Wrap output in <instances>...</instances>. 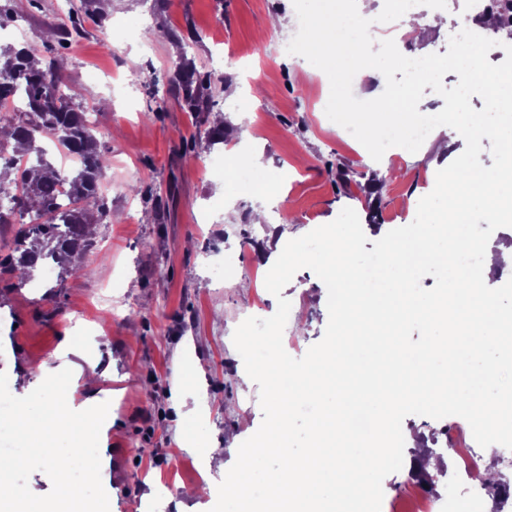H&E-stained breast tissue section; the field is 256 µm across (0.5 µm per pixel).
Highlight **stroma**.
I'll list each match as a JSON object with an SVG mask.
<instances>
[{
    "label": "stroma",
    "instance_id": "stroma-1",
    "mask_svg": "<svg viewBox=\"0 0 512 512\" xmlns=\"http://www.w3.org/2000/svg\"><path fill=\"white\" fill-rule=\"evenodd\" d=\"M4 3L25 19L19 43L43 56L63 49L64 80L97 113L95 135L111 166L100 188L109 215L86 271L68 275L60 289L48 281L38 288L0 284V373L23 397L42 382L43 371L76 362L95 368V391L76 376L67 396L76 411L110 404L99 438L110 512H179L169 494L181 487L203 488L187 505L209 512L224 474L205 469L200 450L221 449L225 467L232 466L247 438L240 420L257 428L263 419L260 389L233 343L236 328L246 318L272 316L278 298H287L291 322L283 341L300 358L322 340L328 322L326 290L312 270H298L281 297L268 292L265 277L279 256L266 246L270 235L303 236L349 207L367 239L377 241L414 220L437 172L465 143L440 126L417 153L401 151L391 164L374 161L322 111L327 75L282 50L281 41L298 29L292 0H168L161 13L153 0H110L104 24L84 0H70L63 16L56 0ZM442 15V25L426 26L403 55L446 53L470 18L456 0H447ZM74 23L84 33L70 42L65 33ZM182 55L199 70L230 78L218 105L230 130L223 142L191 152L183 143L204 139L203 115L172 97H151ZM139 71L153 80L134 99L107 90V82ZM152 103L160 110L150 118ZM244 154L262 158L247 184L234 175ZM336 160L354 172L349 190L338 189L328 171ZM380 171L388 177L370 193ZM273 182L278 195L258 192ZM133 184L142 194L129 203L124 196ZM157 203L167 213L161 221ZM258 204L267 207L268 223H253ZM69 332L81 358L60 349ZM402 427L413 439L404 445L402 469L387 477L392 487L410 479L424 458L443 469L452 463L434 419L410 415Z\"/></svg>",
    "mask_w": 512,
    "mask_h": 512
}]
</instances>
